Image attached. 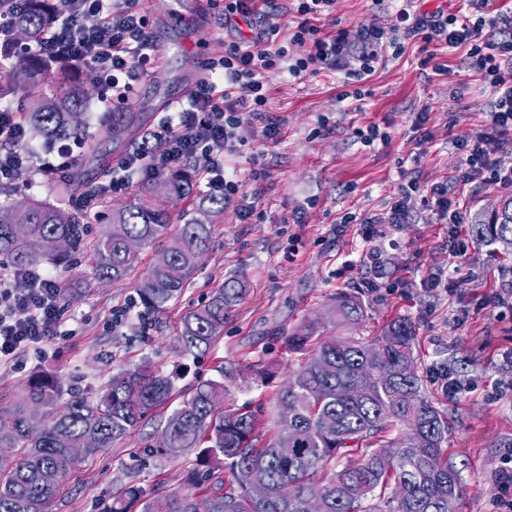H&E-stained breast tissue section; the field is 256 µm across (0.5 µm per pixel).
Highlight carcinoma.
<instances>
[{"label":"carcinoma","mask_w":512,"mask_h":512,"mask_svg":"<svg viewBox=\"0 0 512 512\" xmlns=\"http://www.w3.org/2000/svg\"><path fill=\"white\" fill-rule=\"evenodd\" d=\"M32 2L16 21L21 43L36 40L57 16L42 0ZM49 67V61L27 55L0 70V99L27 93L30 111L24 121L43 142L79 138L93 149L78 112L87 87L95 85L91 71L31 90L28 76ZM190 183L188 172L171 175L168 195L188 198ZM101 207L108 212V227L89 243L77 203L68 209L39 200L0 203V261L26 269L42 256L68 273L72 258L89 245L97 277L118 282L131 274L136 259L128 244L151 246L153 259L135 290L144 310L158 313L180 296L209 249L224 195L211 194L191 206V217L176 235L177 250L160 245L170 227L168 200L152 195L150 186L137 187L119 208L105 201ZM474 233L481 242L512 250V192L474 225ZM245 294V281L231 278L186 311L177 324L179 350L205 355L224 332L228 310ZM364 313L359 298L340 293L331 319L344 329L362 321ZM288 349L301 355V363L276 393L275 432L261 447L256 441L266 403L224 408L222 380L199 382L177 403L172 378L146 361L113 377L92 403L80 396L62 401L61 386L51 375L33 379L9 409H0V448L17 451L12 461L0 463V512H46L78 462L69 457L70 449L91 456L158 414L168 442L147 452L166 462L195 455L188 480L198 482L202 497L123 485L107 512H132L135 505L140 512H198L201 504L207 512H306L304 497L314 482L322 485L326 512H459L464 488L443 448L450 434L448 413L424 391L415 328L407 318L390 320L369 343L326 336L317 322L308 321L288 337ZM33 405L43 410L37 425L28 419ZM283 431L295 437L296 452L288 458L277 453ZM244 466L266 485L265 500H254L238 484L236 474Z\"/></svg>","instance_id":"1"}]
</instances>
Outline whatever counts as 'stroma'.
<instances>
[{"mask_svg":"<svg viewBox=\"0 0 512 512\" xmlns=\"http://www.w3.org/2000/svg\"><path fill=\"white\" fill-rule=\"evenodd\" d=\"M197 6L198 0H143L150 34L168 47L167 62L140 82L127 103L108 109L98 93L87 97L82 111L88 132L110 125L115 133L94 156L76 150L80 164L68 167L66 176L93 185L110 178L120 158L165 123L160 103L180 96L185 82L201 72L199 46H207L210 56L223 55L236 33L215 18L189 29L166 24L168 15H189ZM399 8L398 0H338L319 25L327 33L368 23L391 27ZM420 58L410 46L400 58L386 61L359 101H337L339 71L296 80L271 75L269 110L281 121V135L273 143L262 138L259 124H241L243 144L224 164L242 185L226 198L212 244L179 301L155 314L139 306L136 278L148 268L152 248L138 249L132 277L119 283L99 280L90 253L79 255L72 272L77 284L62 291L64 336L44 353L25 354L20 367H0V407L11 406L27 380L43 372L60 380L64 395L94 401L112 377L146 359L172 375L180 392L223 376L226 408L270 402L299 366L286 338L305 321L326 319L337 294L347 292L366 306L363 321L347 331L354 339L370 340L397 315L413 322L427 394L447 412L452 427L448 461L464 485L461 512H502L512 498L499 479L501 469L512 464V309L490 305L488 298L493 290L512 289V254L476 241L465 255H455L448 249L447 225L428 210L409 223L377 227L368 241L360 225L342 221L349 212H384L402 176L423 187L453 179L461 163L454 140L476 134L489 121L492 89L459 53L438 50L439 72L420 66ZM422 110L434 134L429 142L415 139L412 129ZM370 124L379 125L387 141L367 146L355 137V129ZM48 179L36 168L19 171L9 187L11 201L69 206L71 197L49 193ZM504 192L494 184L460 190L466 224H475ZM249 204L252 215L239 220L238 212ZM372 252L381 256L375 270L368 262ZM433 272L450 275L452 288H426L424 280ZM372 274L379 284L374 291L362 285ZM234 275L246 279L249 291L225 319L211 354L199 361L178 353L174 341L181 315ZM253 368L270 369L272 376L255 379L249 374ZM440 368L458 383L456 399H448L435 378ZM158 425L148 421L78 462L48 512H103L116 488L130 482L185 491L192 458L161 464L145 454Z\"/></svg>","mask_w":512,"mask_h":512,"instance_id":"obj_1","label":"stroma"}]
</instances>
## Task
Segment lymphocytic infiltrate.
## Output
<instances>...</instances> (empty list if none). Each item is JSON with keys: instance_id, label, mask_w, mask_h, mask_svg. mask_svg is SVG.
<instances>
[{"instance_id": "1", "label": "lymphocytic infiltrate", "mask_w": 512, "mask_h": 512, "mask_svg": "<svg viewBox=\"0 0 512 512\" xmlns=\"http://www.w3.org/2000/svg\"><path fill=\"white\" fill-rule=\"evenodd\" d=\"M338 0H210L222 26L246 23L249 32L225 45L224 54L205 63L207 76L188 103L174 105L161 130L146 134L119 161L122 176L99 184L97 194L83 197L85 211L98 210L101 197L124 192L131 176L149 179L182 164L187 158H204V176L225 195L238 192L240 184L224 173V157L237 152V130L243 120L257 122L265 140H277L280 121L268 110V77L285 73L300 79L341 67L346 79L368 80L388 50H401L403 41L421 48L439 44L462 52L469 67L485 76L495 100L488 130L456 140L463 158L453 182L420 188L417 180L401 186L385 212L362 217L353 213L348 224H363L364 238H371L379 224H405L413 215L414 194L448 226V248L465 255L462 217L456 206L457 186L495 183L512 186V168L501 167L497 153L512 151V16H485L488 0H456L454 12H432L403 4L399 25L386 29L374 24L358 26L355 33L337 30L325 34L321 16L335 10ZM293 16L292 26L283 19ZM96 25H87L88 17ZM148 15L140 0H64L63 12L33 45L42 57L90 61L97 81L111 86L117 100H127L152 65L149 52ZM299 47L289 55V46ZM342 68V67H341ZM26 126L10 108L0 109V182L12 181L17 171L41 166L49 160L25 148ZM63 320L61 288L57 277L44 269H20L0 277V364H12L20 354L43 350L60 336Z\"/></svg>"}]
</instances>
